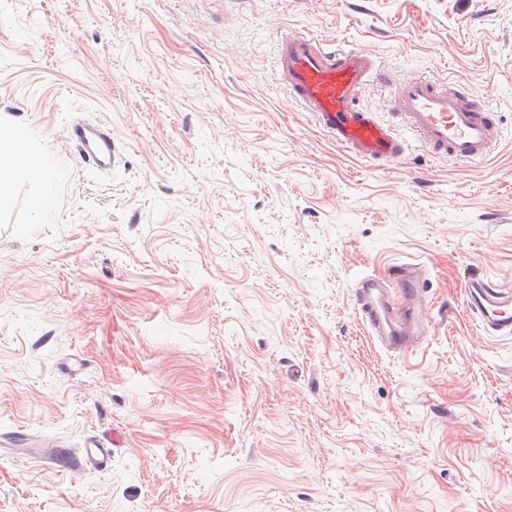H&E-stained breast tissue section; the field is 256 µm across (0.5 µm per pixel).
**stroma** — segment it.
Masks as SVG:
<instances>
[{"label":"stroma","mask_w":512,"mask_h":512,"mask_svg":"<svg viewBox=\"0 0 512 512\" xmlns=\"http://www.w3.org/2000/svg\"><path fill=\"white\" fill-rule=\"evenodd\" d=\"M284 27L461 81L503 141L355 156L276 81ZM0 119L56 171L0 208V433L112 446L0 451V512H512V340L463 300L512 280V0H0ZM396 263L427 270L415 354L354 306ZM67 136L80 147L81 160L90 169L106 172L119 163V148L102 125H71ZM37 446L41 448L31 449L35 454L45 456L54 462L61 461L65 457L71 468H81L84 465L91 464L106 469L112 458V449L95 439L87 441L84 448H81L77 454H71L68 449L50 448V446L55 447V445H50L46 441L40 442Z\"/></svg>","instance_id":"stroma-1"}]
</instances>
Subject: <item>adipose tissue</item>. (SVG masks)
Segmentation results:
<instances>
[{
  "label": "adipose tissue",
  "mask_w": 512,
  "mask_h": 512,
  "mask_svg": "<svg viewBox=\"0 0 512 512\" xmlns=\"http://www.w3.org/2000/svg\"><path fill=\"white\" fill-rule=\"evenodd\" d=\"M54 174L55 170L46 156L28 149L21 127L0 124V207L8 204L12 186L22 180L34 187L31 198L33 209L38 212L47 209L51 200L40 186Z\"/></svg>",
  "instance_id": "ef3b65f1"
}]
</instances>
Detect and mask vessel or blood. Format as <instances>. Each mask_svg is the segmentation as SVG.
<instances>
[{"label": "vessel or blood", "mask_w": 512, "mask_h": 512, "mask_svg": "<svg viewBox=\"0 0 512 512\" xmlns=\"http://www.w3.org/2000/svg\"><path fill=\"white\" fill-rule=\"evenodd\" d=\"M275 69L290 99L308 112L332 141L366 160L388 161L404 152L391 124L364 106L366 86L392 88L390 106L408 136L431 154L455 161L485 160L502 140L499 112L473 104L465 91L448 81L412 77L389 82L365 47L293 30L277 38ZM68 138L81 149L90 169L106 172L119 160V148L100 125L75 124ZM426 272L412 264L392 266L387 278L365 276L353 284L359 317L380 347L403 354L430 333L425 294ZM468 310L490 336L512 337V286L474 276L464 284ZM39 455L67 460L70 467L108 468L112 450L98 440L78 453L41 442Z\"/></svg>", "instance_id": "vessel-or-blood-1"}]
</instances>
